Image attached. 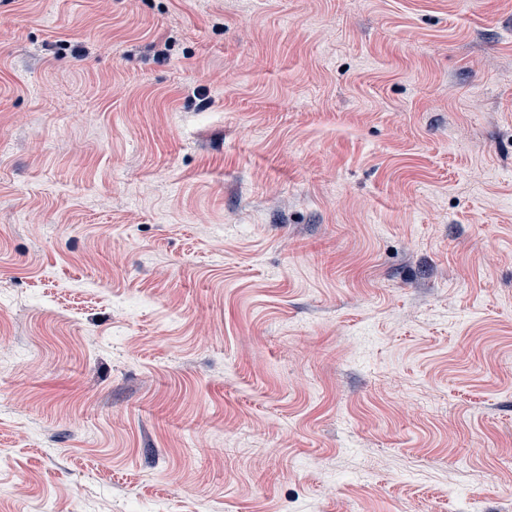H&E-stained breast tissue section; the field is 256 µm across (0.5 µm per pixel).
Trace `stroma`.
I'll return each instance as SVG.
<instances>
[{
	"mask_svg": "<svg viewBox=\"0 0 512 512\" xmlns=\"http://www.w3.org/2000/svg\"><path fill=\"white\" fill-rule=\"evenodd\" d=\"M512 512V0H0V512Z\"/></svg>",
	"mask_w": 512,
	"mask_h": 512,
	"instance_id": "stroma-1",
	"label": "stroma"
}]
</instances>
